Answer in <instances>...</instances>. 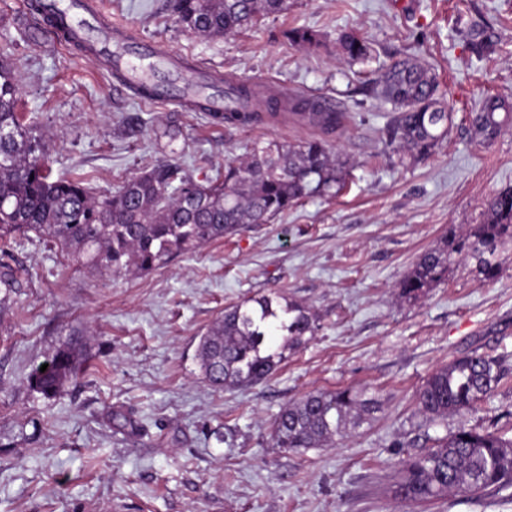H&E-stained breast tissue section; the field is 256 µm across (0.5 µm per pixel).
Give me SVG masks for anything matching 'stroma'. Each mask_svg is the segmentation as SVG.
Instances as JSON below:
<instances>
[{
    "label": "stroma",
    "instance_id": "obj_1",
    "mask_svg": "<svg viewBox=\"0 0 512 512\" xmlns=\"http://www.w3.org/2000/svg\"><path fill=\"white\" fill-rule=\"evenodd\" d=\"M29 2L0 0V62L54 176L86 178L100 195L171 159L203 181L254 147L321 136L289 116L217 126L140 102L47 35ZM99 2L105 22L222 79L278 82L345 112L325 139L347 186L116 278L35 235L12 239L0 252L19 271L0 286V512H512V488L409 506L389 492L395 462L431 438L512 428V380L461 415L432 420L416 404L433 371L473 350L512 376V243L497 280L468 262L418 299L398 288L422 253L481 223L487 199L512 187V123L482 144L470 131L482 95L512 100V0H289L286 13L216 38L175 24L166 0ZM473 26L494 35L486 58L472 49ZM293 27L313 30L320 47L290 45ZM344 32L370 42L368 61L337 60ZM406 56L435 71L451 122L431 155L401 163L383 153L392 106L369 88ZM261 294L305 305L319 329L267 380L215 390L199 370V338L224 308ZM68 343L81 348L82 371L55 395L38 392L30 375ZM344 387L377 398L367 422L333 446L274 447L284 405Z\"/></svg>",
    "mask_w": 512,
    "mask_h": 512
}]
</instances>
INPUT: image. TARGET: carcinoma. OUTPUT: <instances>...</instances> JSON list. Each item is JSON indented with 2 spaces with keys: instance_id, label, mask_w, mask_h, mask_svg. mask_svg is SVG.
I'll return each instance as SVG.
<instances>
[{
  "instance_id": "1",
  "label": "carcinoma",
  "mask_w": 512,
  "mask_h": 512,
  "mask_svg": "<svg viewBox=\"0 0 512 512\" xmlns=\"http://www.w3.org/2000/svg\"><path fill=\"white\" fill-rule=\"evenodd\" d=\"M176 23L203 36H221L255 26L270 15L288 11V0H169ZM53 34L80 51L70 32L53 22L41 0L31 4ZM479 55L492 51V35L470 34ZM295 46L319 47L313 31L299 27L286 33ZM340 58L347 63L367 59L368 41L343 34ZM235 107L209 113L216 125H249L267 117L291 115L329 135L345 114L309 96L270 98L267 112L251 107L256 92L245 83L229 85ZM372 94L391 104L384 151L399 160L423 158L448 134V113L436 76L404 58L394 62ZM19 90L12 70L0 65V243L33 233L56 245L72 262L107 276L131 270L150 272L174 257L231 234L242 224H265L306 198L342 189L343 163L333 159L322 138L299 145L270 143L254 148L242 161L224 165V178L204 183L186 174L177 162H163L126 179L110 195L95 196L83 178H61L45 159L44 144L34 138L18 112ZM512 122V102L486 96L472 114V138L495 139ZM512 243V188L494 193L484 219L455 236L443 250L422 254L399 284L400 295L414 299L448 275L449 268L473 260L489 281L498 279L503 251ZM318 330L308 308L284 296L247 298L224 309L199 338L197 359L203 378L217 390L246 388L267 379L285 359V352L305 344ZM282 337L277 349L270 336ZM81 367L80 354L67 345L35 372L30 385L55 395ZM506 374L499 360L472 352L433 371L417 394L419 411L432 419L461 414L494 392ZM378 405L366 391L340 388L315 391L282 408L275 420L274 447L300 453L344 437L347 426L361 425ZM393 499L414 504L449 492L478 497L512 487V439L496 430L459 427L432 439L419 454H408L396 466Z\"/></svg>"
}]
</instances>
